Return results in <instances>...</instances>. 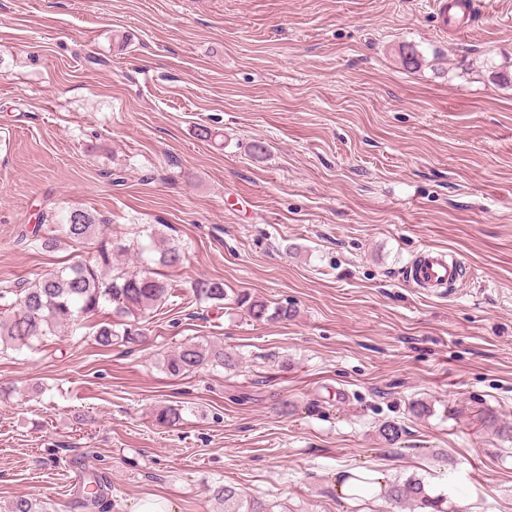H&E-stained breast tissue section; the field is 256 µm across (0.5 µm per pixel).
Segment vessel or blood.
Here are the masks:
<instances>
[{
  "label": "vessel or blood",
  "instance_id": "obj_1",
  "mask_svg": "<svg viewBox=\"0 0 512 512\" xmlns=\"http://www.w3.org/2000/svg\"><path fill=\"white\" fill-rule=\"evenodd\" d=\"M441 23L470 17L469 0H432ZM405 281L424 293L442 296L463 281V266L450 251L426 248L418 252L404 268Z\"/></svg>",
  "mask_w": 512,
  "mask_h": 512
}]
</instances>
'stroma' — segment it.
<instances>
[{"label":"stroma","mask_w":512,"mask_h":512,"mask_svg":"<svg viewBox=\"0 0 512 512\" xmlns=\"http://www.w3.org/2000/svg\"><path fill=\"white\" fill-rule=\"evenodd\" d=\"M472 2L460 34L423 0H0V283L94 259L93 239L35 248L40 209L186 249L141 342L0 356V512H101L91 473L111 512H216L222 484L279 512H397L337 492L359 470L512 512V0ZM429 245L466 267L450 297L402 277ZM214 278L295 314L195 303ZM195 341L234 367L167 376ZM165 405L182 422L157 424Z\"/></svg>","instance_id":"35a3bbf8"}]
</instances>
